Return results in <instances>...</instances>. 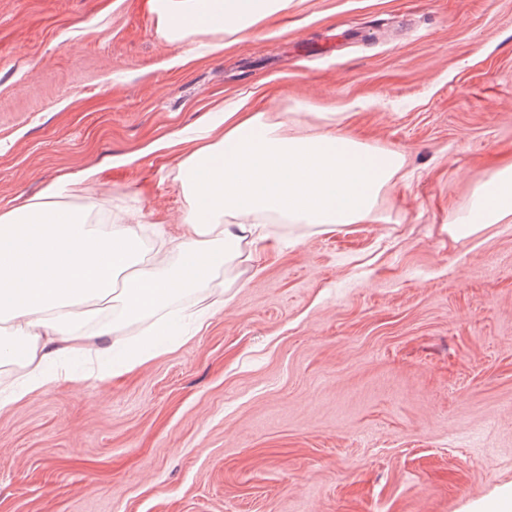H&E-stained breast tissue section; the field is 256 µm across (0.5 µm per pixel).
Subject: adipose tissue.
I'll list each match as a JSON object with an SVG mask.
<instances>
[{
    "mask_svg": "<svg viewBox=\"0 0 512 512\" xmlns=\"http://www.w3.org/2000/svg\"><path fill=\"white\" fill-rule=\"evenodd\" d=\"M290 0H149L156 31L173 42H203L217 54L287 12ZM317 126L287 114L216 108L193 135L159 141L179 153L175 182L188 200L177 236L141 224H88L62 202L58 180L18 205L0 206V365L21 363V385L0 408L67 379L48 372L60 354L118 351L114 327L93 320L114 305L119 322L162 311L210 287L261 249L270 224L329 231L380 220L379 200L404 168L400 152L338 128L345 116L321 112ZM512 222V164L477 186L449 236ZM153 236L149 254L139 245Z\"/></svg>",
    "mask_w": 512,
    "mask_h": 512,
    "instance_id": "adipose-tissue-1",
    "label": "adipose tissue"
}]
</instances>
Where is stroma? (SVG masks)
<instances>
[{
	"instance_id": "1",
	"label": "stroma",
	"mask_w": 512,
	"mask_h": 512,
	"mask_svg": "<svg viewBox=\"0 0 512 512\" xmlns=\"http://www.w3.org/2000/svg\"><path fill=\"white\" fill-rule=\"evenodd\" d=\"M146 0H0V200L94 166L175 234L155 149L216 100L343 112L404 152L381 221L273 228L203 327L0 409V512H494L512 498V223L451 239L512 162V0H293L196 59ZM136 155L134 164L122 159Z\"/></svg>"
}]
</instances>
